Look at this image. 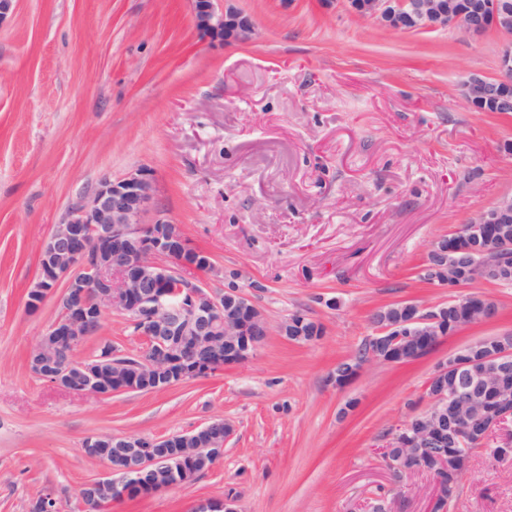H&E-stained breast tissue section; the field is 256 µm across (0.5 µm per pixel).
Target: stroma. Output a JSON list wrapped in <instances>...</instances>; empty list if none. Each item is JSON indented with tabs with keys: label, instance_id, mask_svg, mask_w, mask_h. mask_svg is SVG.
<instances>
[{
	"label": "stroma",
	"instance_id": "35a3bbf8",
	"mask_svg": "<svg viewBox=\"0 0 512 512\" xmlns=\"http://www.w3.org/2000/svg\"><path fill=\"white\" fill-rule=\"evenodd\" d=\"M252 42L211 40L190 0H15L0 23V512L52 493L81 512L94 432L149 438L221 418L222 462L194 482L108 512H190L232 495L236 512H432L433 485L397 480L384 436L412 414L435 367L512 335V286L474 284L495 319L461 328L417 361L330 374L373 333L370 315L447 300L421 276L430 245L512 193V114L462 103L470 74L497 76L506 35L461 26L395 31L343 0H232ZM146 168L144 223L164 215L214 264L239 273L271 325L306 314L299 344L271 333L257 354L149 393L78 397L26 359L57 318L27 306L39 253L71 201L105 176ZM143 349L120 314L78 357ZM447 512H512V454L476 450Z\"/></svg>",
	"mask_w": 512,
	"mask_h": 512
}]
</instances>
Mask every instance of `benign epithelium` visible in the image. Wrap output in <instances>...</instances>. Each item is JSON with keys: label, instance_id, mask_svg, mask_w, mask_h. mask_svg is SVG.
Listing matches in <instances>:
<instances>
[{"label": "benign epithelium", "instance_id": "7a95c632", "mask_svg": "<svg viewBox=\"0 0 512 512\" xmlns=\"http://www.w3.org/2000/svg\"><path fill=\"white\" fill-rule=\"evenodd\" d=\"M217 0H192L197 29L226 44H246L254 35L250 17ZM350 13L395 30L440 29L457 23L479 37L494 30L512 35V4L505 0H347ZM498 76H471L462 98L477 112H512V44L498 56ZM155 197V180L141 168L118 178L104 177L73 203L54 227L39 257V275L29 305L55 292L60 316L39 336L28 354L39 378L78 396L107 397L116 392H154L174 383L206 377L248 362L271 332L265 315L237 283L238 275L215 267L208 253L193 247L178 225L158 217L142 221ZM456 242L430 247L423 277L452 296L419 304L401 301L374 312L372 341L365 361L411 362L422 340L437 342L459 329L494 318L496 301L488 295L461 292L463 279L489 285H512V195L481 209L472 222L452 233ZM219 275L215 289L199 274ZM95 293L98 320L116 312L145 340L134 356L112 346L106 354L76 360L74 353L92 329L86 297ZM305 317L291 316L279 326L289 340L305 335ZM466 359L451 355L431 374L425 412L410 415L385 436L383 454L401 448L417 459L396 476L428 475L434 499L444 496L436 470L427 465L429 448L447 447L464 437L485 439L493 424L512 415V336L466 345ZM134 357L129 361L128 357ZM232 428L213 419L200 428L152 439L132 434H96L82 445L86 457L104 465L97 488L114 500L135 489L143 494L193 482L197 473L181 466L187 457L217 465ZM234 500L198 501L192 512H236Z\"/></svg>", "mask_w": 512, "mask_h": 512}]
</instances>
